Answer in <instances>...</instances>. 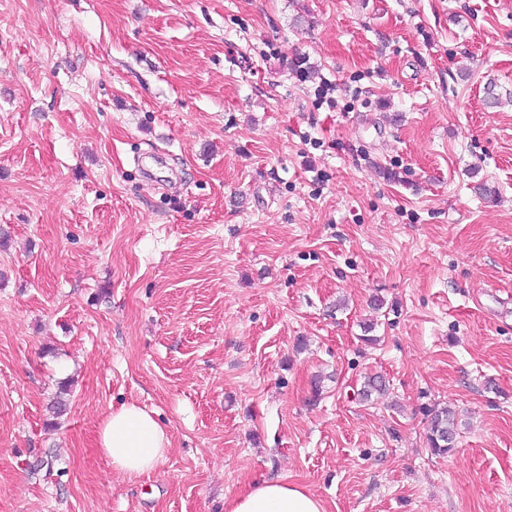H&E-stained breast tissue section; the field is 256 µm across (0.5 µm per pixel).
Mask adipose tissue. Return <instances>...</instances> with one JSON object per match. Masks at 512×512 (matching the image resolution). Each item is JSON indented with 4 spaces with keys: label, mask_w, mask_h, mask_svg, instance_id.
Here are the masks:
<instances>
[{
    "label": "adipose tissue",
    "mask_w": 512,
    "mask_h": 512,
    "mask_svg": "<svg viewBox=\"0 0 512 512\" xmlns=\"http://www.w3.org/2000/svg\"><path fill=\"white\" fill-rule=\"evenodd\" d=\"M98 446L113 468L128 478L154 470L171 446L168 430L150 412L121 404L106 415ZM225 512H326L321 500L304 488L278 479H265L225 504Z\"/></svg>",
    "instance_id": "ef3b65f1"
}]
</instances>
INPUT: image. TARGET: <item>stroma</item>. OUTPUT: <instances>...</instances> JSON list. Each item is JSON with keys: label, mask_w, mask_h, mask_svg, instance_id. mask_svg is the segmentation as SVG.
I'll return each instance as SVG.
<instances>
[{"label": "stroma", "mask_w": 512, "mask_h": 512, "mask_svg": "<svg viewBox=\"0 0 512 512\" xmlns=\"http://www.w3.org/2000/svg\"><path fill=\"white\" fill-rule=\"evenodd\" d=\"M490 85L512 0H0V512H225L266 478L327 512H512ZM123 403L172 435L134 481L97 446ZM426 440L428 447L437 455L452 451L457 434V418L447 407H431L426 410Z\"/></svg>", "instance_id": "stroma-1"}]
</instances>
